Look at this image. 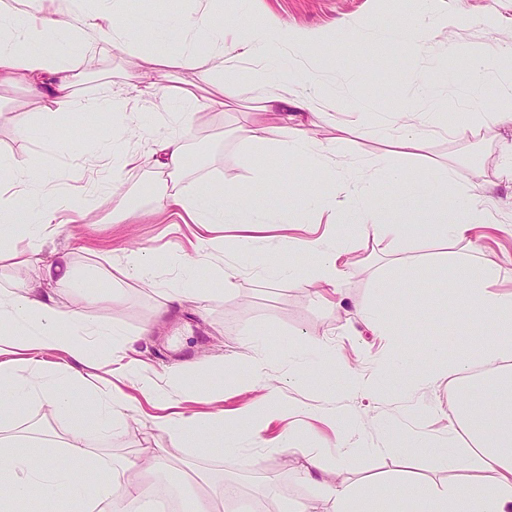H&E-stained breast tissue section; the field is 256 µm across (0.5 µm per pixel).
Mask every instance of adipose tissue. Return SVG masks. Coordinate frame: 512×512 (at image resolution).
I'll return each mask as SVG.
<instances>
[{
  "label": "adipose tissue",
  "mask_w": 512,
  "mask_h": 512,
  "mask_svg": "<svg viewBox=\"0 0 512 512\" xmlns=\"http://www.w3.org/2000/svg\"><path fill=\"white\" fill-rule=\"evenodd\" d=\"M194 3L188 11L141 14L130 24L125 20L127 0H0V87L21 88L36 105L32 112H12L9 121L16 132L36 139L43 156L50 159L74 149L55 133L60 118L88 112L114 117L111 130L98 139L99 157L109 178L100 179L87 168L79 170L78 176L86 180L88 190L102 191L115 201L122 192L124 173L138 161L130 140L144 136L147 117L166 118L168 133L149 139L159 174L156 213L177 214L184 223L204 227L207 233L218 227L233 228L245 248L257 232L291 223L292 212L327 216L332 235L305 240L282 237L281 245L296 253L297 261L286 265L274 260L266 266L268 275L302 284L313 272L326 287H337L347 263L342 240L352 227L391 256L406 240L453 241L466 237L474 225L488 223L485 196L473 193L471 187L457 186L456 172L448 165L436 173L431 188L409 181L402 168L392 163L351 181L337 173L333 149L318 142L307 124L310 118L334 111L338 97L335 84L318 79L320 58L306 56L295 68L276 74L267 66L272 55L303 52L329 41L330 33L279 25L266 18L248 20L244 31L228 35L210 22L215 0ZM463 13L461 0H417L410 26L384 27L374 35L361 27L350 31L357 46H369L377 37L404 45L416 57L431 51L435 35L449 34L448 52L469 70L472 89L491 79L499 82L500 108L495 112H461L452 124L437 101L422 111L400 113L392 125L402 149H425L429 131L444 132L451 126L466 129L478 121L512 122V43L504 49L507 66H488L477 49L454 38ZM155 37L161 44L153 52L156 67L150 81L103 83L92 93L80 90L82 79L113 49L137 47ZM245 67L266 116L251 129V139L278 155L302 158L335 185L334 196L301 183L290 206L257 209L244 185L205 180L192 189L182 186L187 146L180 127L198 112L223 111ZM176 68L194 71L202 82L216 87V94L202 97L193 87L167 85L169 70ZM378 178L407 207L416 209L415 223H396L377 209L373 183ZM442 183L455 186L454 207L445 204L438 189ZM58 209L57 190L44 168L0 154V254L9 251L17 231H24L34 245L30 252L18 254V265L39 266L43 280L79 292L97 278V270H79L69 259L55 262L40 255L39 243L56 223ZM114 209L119 212L123 206L115 201ZM440 262L466 286L465 299L456 305L443 335L459 336L479 324L483 337L475 351L463 348L451 354L445 346L434 345L428 366L419 365L408 353L397 354L403 384L451 376L456 387L448 395L447 439L430 442L408 431L394 450L424 454L449 465L460 453L457 435L462 432L468 437L473 473L466 481L444 488L423 481L360 492L352 484L320 477L319 459L308 458L302 476L314 485L318 501L330 504V512H384L385 505H400L407 497L414 501L413 512H512V292L489 290V282L499 279L501 269L477 264L475 254L444 255ZM152 330L149 322L134 334L114 325H92L81 309L61 304L40 282L21 280L13 287H0V419L37 400L56 412L79 413L96 425L114 423L127 396L117 386L99 387L90 369L104 343L117 339L129 349L137 337ZM46 351L64 354L65 363L48 369L40 358ZM123 369L144 398L153 402L159 401L161 389L186 390L204 380L194 365L167 373L161 386L141 374L135 361H127ZM159 425L171 428L180 447L202 452L206 440L218 439L225 454L234 455L239 434L251 431L254 420L250 411L241 410L230 419L218 413L166 416ZM99 441V435L85 431L72 435L65 445H47L44 466L33 471L15 443L0 438V512H16L17 503L35 488L49 499L59 489H67L70 512H116L123 504L147 505L164 461L145 466L129 458L116 466L96 467L93 450ZM91 469L97 473L92 485L84 480Z\"/></svg>",
  "instance_id": "obj_1"
}]
</instances>
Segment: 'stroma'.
Instances as JSON below:
<instances>
[{
	"label": "stroma",
	"instance_id": "obj_1",
	"mask_svg": "<svg viewBox=\"0 0 512 512\" xmlns=\"http://www.w3.org/2000/svg\"><path fill=\"white\" fill-rule=\"evenodd\" d=\"M467 12L459 31L461 40L479 47L489 62H496L500 41L512 34L506 29H489L488 16L512 18V0H465ZM413 0H252L250 9L258 16H275L290 25L313 31L332 30L346 24L375 31L411 19ZM433 60L409 59L399 44L374 41L363 50L355 49L349 38L334 44L313 46L314 54L325 56L332 74L360 73L358 82H348L339 90L336 110L314 128L315 137L324 144L338 142L335 156L338 166L354 169L361 165L375 168L388 161L393 143L386 138L361 136L358 132L339 131L335 124L343 120L350 102L366 94L374 102L366 117V127L377 128L394 113L418 109L421 98L409 75L418 72L422 85L429 91L455 99L467 88L471 75L457 58L449 56L444 36H437ZM241 103L229 112L196 113L184 128L189 171L192 178H204L226 184L249 185L257 205L288 204L297 182L310 179L302 161L279 160L277 178L257 182L253 179L256 149L242 142L239 128L245 124V102L251 96L248 74L239 77ZM59 136L78 142L82 151L58 157L50 162L53 181L64 197H72L78 184L72 179L74 169L85 167L93 155V137L85 117H74L58 128ZM512 142V123L476 124L466 130L435 137L426 150L406 163V176L418 182L426 167L441 162L451 165L458 183L474 187L490 199L494 225L474 227L466 240L442 243L434 239L413 240L403 245L400 256L409 269V287L419 300L431 298L437 306L432 317L412 314L399 301L395 288L379 289L377 282L389 275L380 254L360 247L356 233H349L346 244L348 263L340 280L345 295L342 306L317 301L313 289L288 278H272L263 271L265 262L275 259L292 262L293 257L280 247L277 230L265 231L259 242L240 249L236 232L227 228L216 231L223 242L218 253L197 251L193 226L161 224L151 216L156 195L155 173L145 140L132 139L141 162L124 175V192L135 216L121 223L112 221V202L106 197L94 201V211L85 224H58L53 237L43 246V253L57 251L67 255L73 266H96L100 276L89 282L85 296L72 293L67 285H56L60 300L82 308L88 321L112 324L135 331L145 321L156 320L151 336L137 345L143 362L142 372L156 382L165 373L183 364L212 369L224 363L247 369L258 346L276 353L270 366L266 387L280 396L281 413L275 418H260L258 435L242 437L238 456H226L221 442L214 441L207 452L179 447L167 431L159 429L155 416L160 410L149 404L133 384L112 375V357L102 352L94 369L100 382L118 384L130 397L123 411L124 423L112 435L102 439L98 459L110 463L127 458L145 461L165 457L170 471L181 473L187 468L206 475L214 484L234 482L242 474L251 475L250 483L240 485L241 507L253 512L256 505H272L281 499L313 500L310 484L300 476L305 454L320 456L328 478L358 484L377 482L432 480L440 484L463 480L464 464L442 466L421 454L402 457L391 447L398 433L414 430L434 439L448 432V393L455 386L449 378H433L404 390L367 395L351 389L344 375L328 382L326 366L336 360L349 366L357 375L368 378L398 377L392 365L394 354L401 349L415 359L428 358L429 344L438 329L452 314L460 299L448 293L447 273L433 257L441 250L466 252L479 247L485 263L500 266L503 275L498 289L512 290V179L503 174L508 160L503 146ZM132 250H144L159 261L152 275L144 279H127L119 267ZM181 258V265L194 266L197 286L208 292L204 307L186 303L156 315L163 289L180 285L181 265L170 264L171 256ZM222 267L231 276V285L214 291L212 271ZM388 301L391 316L385 317L384 335H377L356 321L354 303ZM319 336L323 344H304L305 335ZM301 371L306 384L289 383L288 374ZM266 388L240 389L235 380L225 379L223 386L204 384L191 396L168 395V402L187 413L219 409L259 408ZM354 415L356 428L350 433V450L338 456L336 445L337 415ZM81 427L79 418L49 411L47 405L30 402L16 410L13 417L0 421V435L16 437L20 452L30 467L43 465V455L33 447L34 438L49 433L56 444H63ZM299 440L302 452L281 448L285 438Z\"/></svg>",
	"mask_w": 512,
	"mask_h": 512
}]
</instances>
